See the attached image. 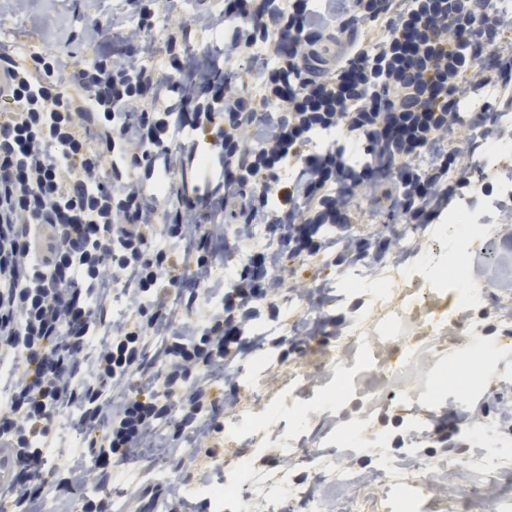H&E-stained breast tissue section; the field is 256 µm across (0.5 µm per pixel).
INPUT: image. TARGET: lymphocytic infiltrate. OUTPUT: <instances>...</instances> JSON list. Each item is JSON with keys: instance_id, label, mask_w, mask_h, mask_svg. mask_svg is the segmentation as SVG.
<instances>
[{"instance_id": "1", "label": "lymphocytic infiltrate", "mask_w": 512, "mask_h": 512, "mask_svg": "<svg viewBox=\"0 0 512 512\" xmlns=\"http://www.w3.org/2000/svg\"><path fill=\"white\" fill-rule=\"evenodd\" d=\"M356 21L366 33L344 59L318 62ZM191 23L223 32L222 53L173 51L154 65L147 9L113 14L121 50L82 65L48 44L0 48V440L17 455L14 512L49 491L59 417L84 435L65 480L79 488L113 459L183 442L197 451L221 433L215 406L236 401L232 362L288 258L389 255L390 241L350 232L363 213L434 223L496 135L486 110L465 104L512 96L501 0H224ZM252 52L267 62L239 80L233 67ZM231 220L266 242L226 285L214 273L232 258ZM322 225L346 232L321 237ZM116 288L125 313L97 319ZM199 302L209 311L197 325L181 311ZM330 302L318 289L292 348L339 330ZM474 418L449 408L432 452L463 454L456 427Z\"/></svg>"}]
</instances>
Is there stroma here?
I'll return each instance as SVG.
<instances>
[{"mask_svg": "<svg viewBox=\"0 0 512 512\" xmlns=\"http://www.w3.org/2000/svg\"><path fill=\"white\" fill-rule=\"evenodd\" d=\"M163 13V0H27L17 10L15 0H0V34L14 49L31 50L41 45L45 34L56 36L55 49L84 62L94 54L120 49L112 38L91 43L84 36L93 24L107 28L113 12L137 16L143 7ZM483 232L494 234L497 254L493 275L497 286L489 299L476 305L457 306L451 293L435 289L427 306L414 321L405 323L400 336L420 335L427 351L426 363L418 369L380 372L381 359H392L395 346L381 335L390 319L386 302L405 300L410 288L402 276V265L384 258L367 267V284L350 287L339 279L338 270L323 264L300 265L295 282L278 289L274 301L277 321L284 334H291L304 308L295 303L297 283L323 281L335 304L334 313L343 320L341 335L327 344L314 346L307 354L280 360L267 347L248 350L236 362L238 402L234 408L220 409L217 419L236 422L238 431L224 434L218 445L223 458L218 468L209 469L206 479H185L175 458L163 449L152 448L136 462L116 463L105 481L107 498L116 512H133L131 499L138 486L154 489V512H178L176 500L166 489L175 485L182 497L198 503L203 512H214L210 491L244 493L256 503L257 512H304L307 501L320 503L322 512H402L409 503L411 512H500L503 496L512 493V447H496L497 430L485 426L483 446L473 448L463 465L448 458L434 457L426 449L414 448L404 427L410 420L431 423L449 406L485 405L497 410L512 401V335L491 336L498 349L485 363L472 364L474 350L468 347L471 331L484 311L512 305V235L500 233L495 216H488ZM362 307L360 322L350 320V310ZM454 319L453 327L441 328V321ZM353 363L352 391L342 407L325 400V393L337 386V363ZM261 372L262 385L251 391L246 381L252 372ZM412 387L415 396L399 399V392ZM267 417L263 430L250 426L253 414ZM390 423H382L383 415ZM359 432L382 431L391 438L387 448L334 447L336 435L348 426ZM500 462L493 478H486L478 464L486 456ZM397 461L395 474L382 473L381 458ZM351 474V481L337 479L336 466ZM451 468L452 476L443 486L422 491L415 480L429 467Z\"/></svg>", "mask_w": 512, "mask_h": 512, "instance_id": "35a3bbf8", "label": "stroma"}]
</instances>
